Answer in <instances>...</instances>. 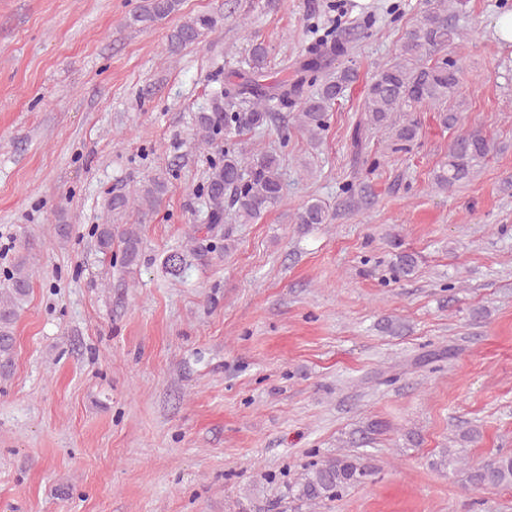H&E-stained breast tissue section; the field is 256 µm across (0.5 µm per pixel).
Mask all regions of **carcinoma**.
<instances>
[{
  "label": "carcinoma",
  "mask_w": 512,
  "mask_h": 512,
  "mask_svg": "<svg viewBox=\"0 0 512 512\" xmlns=\"http://www.w3.org/2000/svg\"><path fill=\"white\" fill-rule=\"evenodd\" d=\"M181 5L182 0H141L131 15V24L148 28L180 11ZM463 6L464 0H427L426 8L405 31L395 60L380 69L367 88L362 116L350 135L355 156L362 155L363 138L369 128L391 129L392 150H410L419 137L418 122L407 119L398 123L394 113L413 112L430 104L440 107L454 96L463 70L461 56L439 57L432 62L426 57L447 46L463 45L465 33L457 23ZM223 20V15L215 13L191 16L173 30L171 44L176 49L196 44ZM348 43V38H338L329 30L304 49L291 78L270 82L264 74L267 50L261 42L252 44L251 74L233 72L225 76L221 91L211 98L205 110L194 116L197 142H228L244 130H263L276 119V114L290 110L296 112L298 131L312 141L320 139L336 101L357 78L350 67H333L337 58L348 53ZM491 150L490 139L479 131L452 137L448 141V162L434 172V184L450 188L468 181ZM167 188L165 174H155L141 181L130 194L112 195L108 207L114 214L131 208L146 214L159 206ZM199 194L206 202L207 229L217 224H251L284 201L280 155L275 150L246 155L229 146L211 162ZM296 223L327 224L328 208L319 200L310 201L297 213ZM96 237L101 252L112 251L117 240L122 245L123 263L130 266L137 262L141 238L133 228L99 224ZM391 243L398 248L393 259L395 275L413 274L417 267L415 254L400 249V243L394 239ZM217 249L215 244L199 245L193 234L189 246L164 256L162 266L167 274L180 277ZM30 265V258L21 255L0 274V378L4 380L13 371L15 325L30 298ZM434 465L443 472L463 470L465 483L473 488L512 487L511 454H501L473 466L466 464L455 450L444 448ZM369 476V469L358 460L338 455L309 463L290 491L296 499L316 505L339 498L365 483Z\"/></svg>",
  "instance_id": "1"
}]
</instances>
